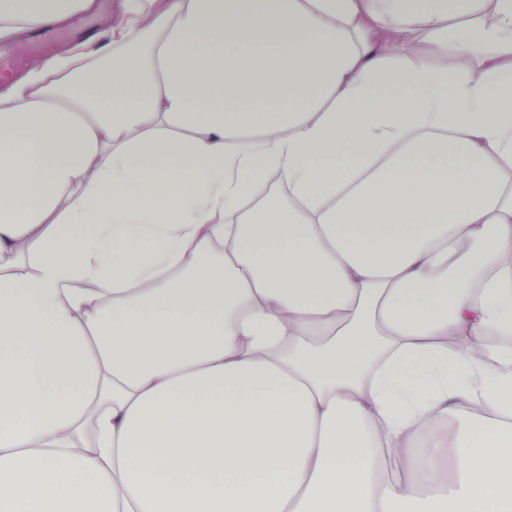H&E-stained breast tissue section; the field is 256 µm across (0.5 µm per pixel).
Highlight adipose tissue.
<instances>
[{
	"mask_svg": "<svg viewBox=\"0 0 512 512\" xmlns=\"http://www.w3.org/2000/svg\"><path fill=\"white\" fill-rule=\"evenodd\" d=\"M123 6L0 76V512H512V0Z\"/></svg>",
	"mask_w": 512,
	"mask_h": 512,
	"instance_id": "obj_1",
	"label": "adipose tissue"
}]
</instances>
